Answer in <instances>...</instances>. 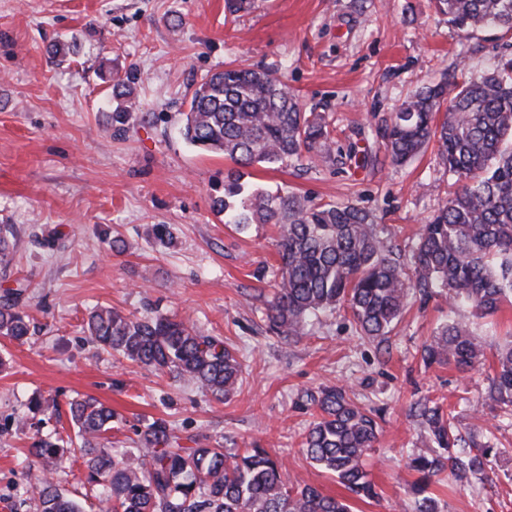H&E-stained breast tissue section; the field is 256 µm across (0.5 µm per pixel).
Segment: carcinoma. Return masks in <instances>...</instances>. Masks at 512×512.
Instances as JSON below:
<instances>
[{
	"instance_id": "obj_1",
	"label": "carcinoma",
	"mask_w": 512,
	"mask_h": 512,
	"mask_svg": "<svg viewBox=\"0 0 512 512\" xmlns=\"http://www.w3.org/2000/svg\"><path fill=\"white\" fill-rule=\"evenodd\" d=\"M430 2L461 32L512 34V0ZM184 116L182 135L189 145L222 153L235 164L224 174V194L214 199L224 223L240 231L252 224L279 227L280 266L265 300L272 334L295 341L312 320L345 306L359 336L382 343L411 293L424 299L445 295L448 321L423 345L424 364L462 371L481 364L483 349L471 323L457 319L455 310L465 304L479 320L512 304V51L500 53L483 75L416 91L378 127L391 164L408 162L433 141L444 173L457 185L425 220L407 257L381 237L375 215L363 207L313 203L244 180L243 168L254 164L334 166L343 157L326 116L305 111L276 72L227 67L207 75ZM14 250L12 226L0 224L4 276ZM22 296L12 289L0 297V336L18 342L30 332ZM86 331L99 349L191 381L217 400L228 398L242 381V363L224 340L174 316L136 317L99 307ZM496 359L488 397L512 407V342ZM307 400L319 410L304 435L307 457L357 498H376L365 465L378 439L373 414L352 403L342 387H324ZM68 413L103 512H351L346 500L313 485L286 483L282 464L264 448L187 447L157 418L139 432L133 465L129 453L104 443L112 429L111 408L84 396L68 403ZM413 416L431 443L410 456L419 474L414 512H439L438 499L428 492L433 478L444 472L458 481L487 474L493 434L486 432L482 442L475 431L462 436L452 412L431 399L416 404ZM72 445L47 436L29 449V490L38 495L39 512H83L48 477Z\"/></svg>"
}]
</instances>
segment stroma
<instances>
[{"label":"stroma","mask_w":512,"mask_h":512,"mask_svg":"<svg viewBox=\"0 0 512 512\" xmlns=\"http://www.w3.org/2000/svg\"><path fill=\"white\" fill-rule=\"evenodd\" d=\"M224 5L0 0V224L16 234L0 292L26 285L33 326L22 343L0 336V512H37L25 453L36 435L72 434L54 410L83 395L116 413L114 447H132L137 429L160 417L182 438L266 449L287 480L348 497L302 449L317 415L306 395L325 385L346 387L375 409L380 425L367 456L378 496L349 497L353 512H414L418 475L408 456L426 438L412 408L426 398L455 411L459 429L480 420L508 451L488 478L433 481L440 512H512V422L486 398L490 367L460 371L421 360L448 317L447 299L411 297L381 345L360 340L341 310L298 341L272 337L263 298L274 286L277 229L225 224L212 201L231 161L180 135L206 73L229 64L278 71L306 111L325 113L338 145L368 150L371 161L299 170L257 164L246 168V181L356 203L404 249L453 185L433 146L406 165L386 164L378 122L456 67L483 74L503 50L501 33L462 34L429 0H251L230 17ZM58 41L76 46L60 65L48 52ZM111 70L137 75L120 129L111 123ZM104 306L174 315L223 338L242 362L241 384L219 401L191 382L102 353L85 323ZM472 323L486 358L512 341L510 305ZM35 398L42 406L33 412Z\"/></svg>","instance_id":"stroma-1"}]
</instances>
